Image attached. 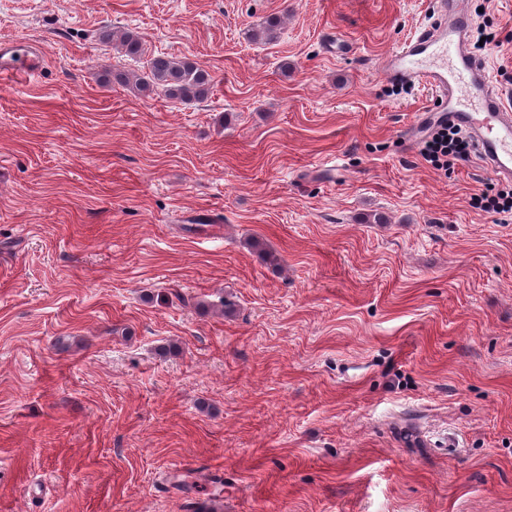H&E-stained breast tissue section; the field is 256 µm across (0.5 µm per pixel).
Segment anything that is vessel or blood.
Segmentation results:
<instances>
[{"instance_id":"obj_1","label":"vessel or blood","mask_w":512,"mask_h":512,"mask_svg":"<svg viewBox=\"0 0 512 512\" xmlns=\"http://www.w3.org/2000/svg\"><path fill=\"white\" fill-rule=\"evenodd\" d=\"M440 14L437 28L418 32L386 58V76L397 82L418 83L434 94L433 107L424 110L428 124L450 123L470 136L483 166L497 177L512 178V102L494 86L485 64L461 44L470 25L453 0H431ZM44 56L35 44L0 42V76L30 77Z\"/></svg>"}]
</instances>
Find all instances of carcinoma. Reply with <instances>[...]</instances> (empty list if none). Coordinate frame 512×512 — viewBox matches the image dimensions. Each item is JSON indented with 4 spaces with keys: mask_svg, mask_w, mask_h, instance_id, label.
I'll return each instance as SVG.
<instances>
[{
    "mask_svg": "<svg viewBox=\"0 0 512 512\" xmlns=\"http://www.w3.org/2000/svg\"><path fill=\"white\" fill-rule=\"evenodd\" d=\"M279 26L278 18L272 17L261 28L249 30L248 37L254 41H274L278 38ZM100 41L128 57L144 54L141 37L130 30L106 29L101 32ZM104 80L141 95L158 93L173 102L201 101L213 88V77L186 56H155L148 60L146 71L141 74L112 69L105 73Z\"/></svg>",
    "mask_w": 512,
    "mask_h": 512,
    "instance_id": "carcinoma-1",
    "label": "carcinoma"
}]
</instances>
